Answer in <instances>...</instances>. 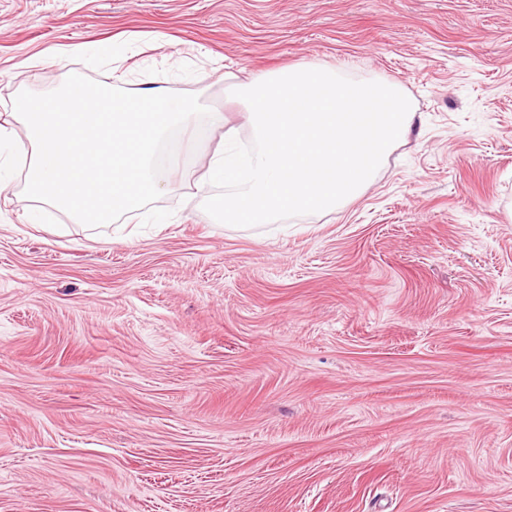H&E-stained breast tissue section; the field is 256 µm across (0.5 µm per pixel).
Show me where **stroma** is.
I'll list each match as a JSON object with an SVG mask.
<instances>
[{
    "mask_svg": "<svg viewBox=\"0 0 512 512\" xmlns=\"http://www.w3.org/2000/svg\"><path fill=\"white\" fill-rule=\"evenodd\" d=\"M300 62L416 112L336 211L214 220L205 132L147 227L11 176L0 512H512V0H0V125L77 73L248 145L234 89Z\"/></svg>",
    "mask_w": 512,
    "mask_h": 512,
    "instance_id": "35a3bbf8",
    "label": "stroma"
}]
</instances>
